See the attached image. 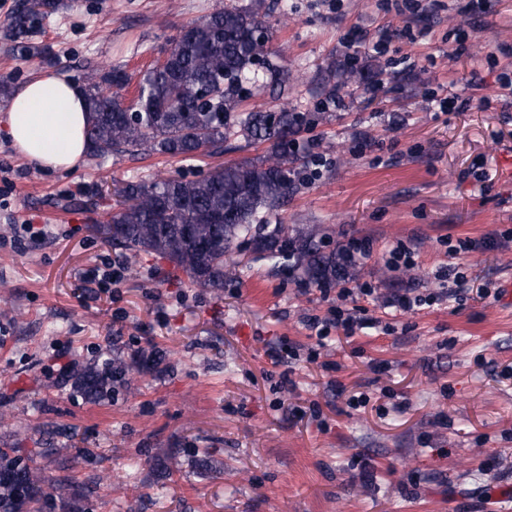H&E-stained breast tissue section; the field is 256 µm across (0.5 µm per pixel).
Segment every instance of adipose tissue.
Masks as SVG:
<instances>
[{"instance_id":"adipose-tissue-1","label":"adipose tissue","mask_w":512,"mask_h":512,"mask_svg":"<svg viewBox=\"0 0 512 512\" xmlns=\"http://www.w3.org/2000/svg\"><path fill=\"white\" fill-rule=\"evenodd\" d=\"M83 89L66 77L40 75L11 99L7 133L17 152L43 169H70L86 152Z\"/></svg>"}]
</instances>
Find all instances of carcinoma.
Returning a JSON list of instances; mask_svg holds the SVG:
<instances>
[{
	"mask_svg": "<svg viewBox=\"0 0 512 512\" xmlns=\"http://www.w3.org/2000/svg\"><path fill=\"white\" fill-rule=\"evenodd\" d=\"M20 0L9 27L17 38L40 24L45 8ZM265 0L246 8L226 6L192 22L169 39L167 60L144 70L138 79L124 70H93L83 87L89 108L84 129L92 157L117 155L212 156L230 139L269 142L262 161L226 163L193 179L169 175L149 182L129 181L117 189L120 200L95 225L97 235L136 254L160 256L186 273L198 288L224 287L226 256L240 239L253 253L271 261L295 260L310 282L331 285L359 274V258L343 250L324 253L326 232L319 224L291 230L267 223L270 212L297 193V162L310 141H287L306 125L315 129L320 113L304 117L277 112H241V85H259L258 61L273 53L272 42L259 43L254 29L268 25ZM136 82L138 112L131 115L124 91ZM124 369L88 365L73 375L74 386L89 401L112 396ZM64 488L34 467L0 450V512H41Z\"/></svg>",
	"mask_w": 512,
	"mask_h": 512,
	"instance_id": "carcinoma-1",
	"label": "carcinoma"
}]
</instances>
